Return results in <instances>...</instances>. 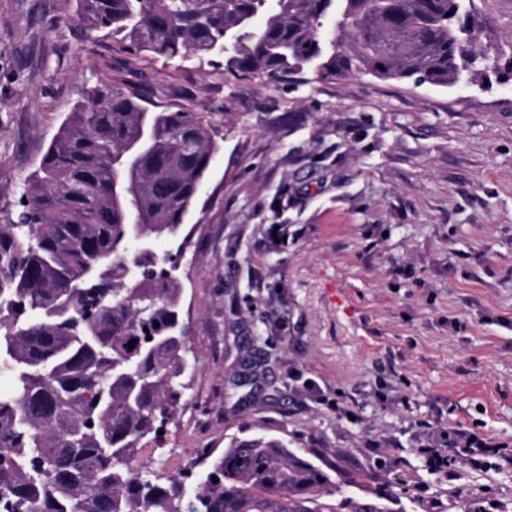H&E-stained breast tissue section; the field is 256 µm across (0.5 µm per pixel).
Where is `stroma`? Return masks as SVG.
Instances as JSON below:
<instances>
[{"instance_id":"obj_1","label":"stroma","mask_w":512,"mask_h":512,"mask_svg":"<svg viewBox=\"0 0 512 512\" xmlns=\"http://www.w3.org/2000/svg\"><path fill=\"white\" fill-rule=\"evenodd\" d=\"M70 7L0 0V207L96 78L146 75L155 103L207 113L220 146L177 272L199 363L164 453L141 456L150 475L264 434L339 464L332 502L388 489L394 512H463L462 484L512 512L511 465L460 462L454 481L417 453L452 429L512 450V80L273 83L220 56L93 55ZM469 7L512 58V0ZM245 336L281 394L234 413Z\"/></svg>"}]
</instances>
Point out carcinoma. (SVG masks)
<instances>
[{"label":"carcinoma","instance_id":"cac0c4a2","mask_svg":"<svg viewBox=\"0 0 512 512\" xmlns=\"http://www.w3.org/2000/svg\"><path fill=\"white\" fill-rule=\"evenodd\" d=\"M63 21L131 55H222L278 83L307 70L449 87L500 70L464 0H75ZM217 150L206 113L99 79L19 183L0 216V512H385L322 502L330 474L278 438L202 449L189 483L133 468L163 445L198 362L176 272ZM251 353L229 381L236 407L279 394Z\"/></svg>","mask_w":512,"mask_h":512}]
</instances>
